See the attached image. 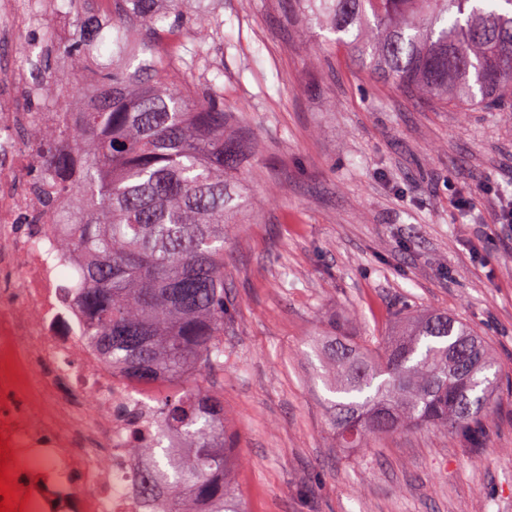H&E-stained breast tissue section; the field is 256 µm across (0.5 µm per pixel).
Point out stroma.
<instances>
[{
  "instance_id": "obj_1",
  "label": "stroma",
  "mask_w": 512,
  "mask_h": 512,
  "mask_svg": "<svg viewBox=\"0 0 512 512\" xmlns=\"http://www.w3.org/2000/svg\"><path fill=\"white\" fill-rule=\"evenodd\" d=\"M209 8L212 40L190 25L159 41L170 90L194 104L221 95L256 151L240 175L252 209L225 228L224 372L193 370L152 400L203 386L224 402L234 486L248 512H512V114L416 103L378 79L291 0H182ZM62 90L84 77L60 52L75 12L46 7ZM466 196L481 219L463 223ZM478 239V252L468 242ZM440 310L485 336L500 378L490 441L417 431L339 447L315 336L336 326L367 345L405 312Z\"/></svg>"
}]
</instances>
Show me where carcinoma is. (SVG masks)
Listing matches in <instances>:
<instances>
[{
  "mask_svg": "<svg viewBox=\"0 0 512 512\" xmlns=\"http://www.w3.org/2000/svg\"><path fill=\"white\" fill-rule=\"evenodd\" d=\"M180 0H112V19H79V37L66 50L70 67L85 65V47L104 24L139 29L146 54L163 37L159 22L182 21ZM329 28L356 61L409 95L441 106L475 104L512 112V0H291ZM167 15H162V12ZM190 22L199 46L214 21ZM99 93L73 128L62 114L38 131L49 146L70 138L84 153L78 206L51 209L71 225L59 241L81 258L77 284L87 336L103 360L128 383L154 386L199 366L224 370V225L249 211L239 172L253 144L228 138L236 122L213 96L189 105L165 91L168 70L149 59L112 58L97 70ZM68 158L53 155L40 178L69 192ZM324 380L334 398L328 415L341 448L427 426L463 436L473 448L489 434L483 418L494 408L499 374L483 337L445 312L402 318L393 336L359 346L329 333L319 337ZM159 427L181 434L191 449L180 462L159 453V442L134 449L155 459L143 492L157 512H243L227 476L232 445L224 404L196 389L170 395L157 409Z\"/></svg>",
  "mask_w": 512,
  "mask_h": 512,
  "instance_id": "obj_1",
  "label": "carcinoma"
}]
</instances>
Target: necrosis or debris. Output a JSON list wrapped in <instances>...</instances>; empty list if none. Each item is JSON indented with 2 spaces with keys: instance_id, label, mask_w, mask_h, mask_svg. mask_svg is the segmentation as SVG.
Listing matches in <instances>:
<instances>
[{
  "instance_id": "4bbe7bcc",
  "label": "necrosis or debris",
  "mask_w": 512,
  "mask_h": 512,
  "mask_svg": "<svg viewBox=\"0 0 512 512\" xmlns=\"http://www.w3.org/2000/svg\"><path fill=\"white\" fill-rule=\"evenodd\" d=\"M24 74L0 61V436L14 452L9 474L31 492L24 512H154L141 484L153 460L131 444L157 438L178 456L182 441L160 432L147 397L113 374L88 341L67 280L82 262L58 248L61 229L44 211L35 181L43 154L16 135L20 124L40 128L62 113L78 124L76 98L67 92L46 111L16 112L15 94L39 93ZM40 363L49 380H35ZM19 392L29 411L13 406ZM88 431L102 447L74 451L72 437Z\"/></svg>"
}]
</instances>
